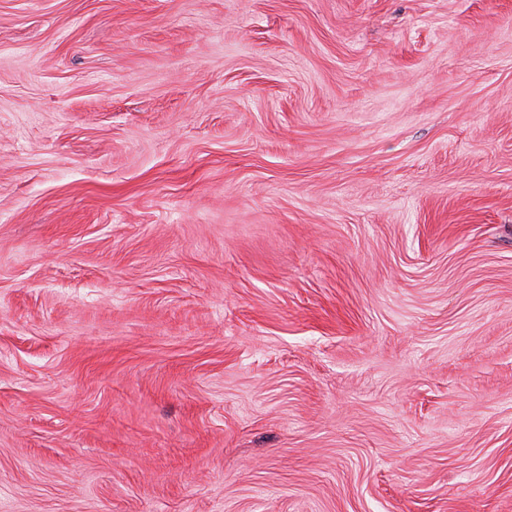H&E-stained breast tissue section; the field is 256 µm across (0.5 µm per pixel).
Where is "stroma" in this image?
<instances>
[{"mask_svg":"<svg viewBox=\"0 0 512 512\" xmlns=\"http://www.w3.org/2000/svg\"><path fill=\"white\" fill-rule=\"evenodd\" d=\"M0 512H512V0H0Z\"/></svg>","mask_w":512,"mask_h":512,"instance_id":"stroma-1","label":"stroma"}]
</instances>
